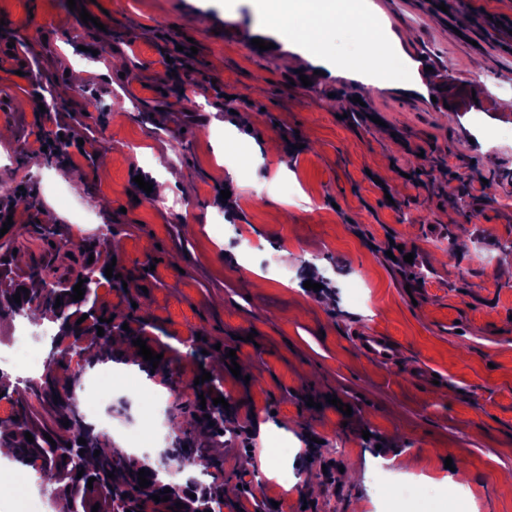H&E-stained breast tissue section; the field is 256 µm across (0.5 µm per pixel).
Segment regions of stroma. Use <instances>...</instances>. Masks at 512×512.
<instances>
[{
	"mask_svg": "<svg viewBox=\"0 0 512 512\" xmlns=\"http://www.w3.org/2000/svg\"><path fill=\"white\" fill-rule=\"evenodd\" d=\"M374 2L410 36L412 87L296 82L312 68L277 45L256 0H0L15 21L13 46L0 45V180L32 202L0 199L19 227L17 271L43 254L48 211L68 239L117 238L98 305L181 378L160 415L193 399L205 369L229 402L231 424L209 438L224 469L199 477L229 488L224 512H262L267 496L280 512H410L447 477L469 512H512V279L497 276L512 262V0ZM76 68L88 78L40 110ZM478 81L491 94L472 97ZM240 112L251 128H236ZM46 131L70 140L67 161L41 150ZM271 141L286 171L261 152ZM166 169L184 183L164 182ZM395 244L419 262L393 261ZM361 331L397 357H368ZM231 350L237 377L212 364ZM125 385L112 382L114 428H151ZM258 421L287 438L288 484L264 472L277 458ZM387 483L408 497L387 503Z\"/></svg>",
	"mask_w": 512,
	"mask_h": 512,
	"instance_id": "obj_1",
	"label": "stroma"
}]
</instances>
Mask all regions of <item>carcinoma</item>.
<instances>
[{
    "instance_id": "carcinoma-1",
    "label": "carcinoma",
    "mask_w": 512,
    "mask_h": 512,
    "mask_svg": "<svg viewBox=\"0 0 512 512\" xmlns=\"http://www.w3.org/2000/svg\"><path fill=\"white\" fill-rule=\"evenodd\" d=\"M119 249V242L109 239L102 250H93L88 246L71 253L68 261L58 265L30 267L28 279L37 284L29 289V294H21V303H16L13 295L27 286L14 276L12 268L14 237H0V314L11 315L22 312L25 315L39 314L58 325L53 337L56 353L66 358L69 350H74L80 359L88 364L96 360L110 359L114 355L111 340L115 326L103 321L106 312L96 308L97 290L103 285L106 266L111 264L112 251ZM94 261H89V257ZM85 280V294L81 300H73L70 293L79 280ZM61 305H56V300ZM88 318L82 323L77 320L83 315ZM104 329V335H97V327ZM60 362L47 367L40 379L12 380L0 373V395L10 398L18 406L17 416L6 423H0V447L12 449L11 458L25 466L38 468L41 484L56 495L63 494L70 505L79 506L80 512H92L93 505H99L98 512H110L117 500L126 501L130 512H212L226 506L224 486L204 487L199 495L190 497L184 489L170 488V483L158 476L160 461L140 462L121 449L113 446L110 438L86 422L77 407L75 398H60V391H70L79 378L73 374H59ZM206 409L198 412L195 408L183 407L186 424L183 436L175 437L171 442L165 461L173 459L189 465L220 471L223 459L214 454L210 443L197 437L208 431L224 429V408L213 404L210 390H204ZM210 418H205V415ZM69 426H64V423ZM34 437L30 443L25 433ZM49 434L56 445H51L44 434ZM83 438L86 444L78 443ZM188 449H183V446ZM100 454H95V451ZM150 472L147 476L150 484L139 487L140 469ZM83 475H78V471ZM113 473L115 478L108 477ZM95 478L93 488H88L89 478ZM170 493H164V489ZM170 496L166 502H156L152 496ZM185 504V508L176 507V502Z\"/></svg>"
}]
</instances>
